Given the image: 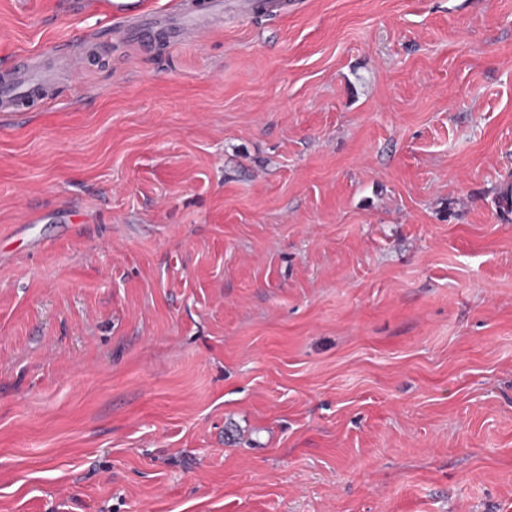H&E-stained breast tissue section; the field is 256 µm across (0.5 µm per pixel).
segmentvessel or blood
Wrapping results in <instances>:
<instances>
[{"mask_svg": "<svg viewBox=\"0 0 512 512\" xmlns=\"http://www.w3.org/2000/svg\"><path fill=\"white\" fill-rule=\"evenodd\" d=\"M230 7L258 10L273 18L280 10V0H177L174 9L166 12L145 9L133 0H118L113 18L115 23L126 26L128 35L141 41L158 37L184 40L201 35L209 19ZM62 53L75 71L83 68L88 59L87 47L78 37L65 43ZM50 86L48 73L15 62L8 68L6 79L0 81V114L8 116L52 103Z\"/></svg>", "mask_w": 512, "mask_h": 512, "instance_id": "obj_1", "label": "vessel or blood"}]
</instances>
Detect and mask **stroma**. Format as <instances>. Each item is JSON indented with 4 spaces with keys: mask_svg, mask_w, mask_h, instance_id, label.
Segmentation results:
<instances>
[{
    "mask_svg": "<svg viewBox=\"0 0 512 512\" xmlns=\"http://www.w3.org/2000/svg\"><path fill=\"white\" fill-rule=\"evenodd\" d=\"M23 54L0 512H512V0H0ZM179 0L175 8L166 12L148 10L135 3L119 0L114 4V24L127 26V33L137 40L151 41L157 37L184 40L197 37L204 31L205 23L218 17L224 9L240 7L259 10L276 18L281 0ZM63 58L68 62L69 68L75 72L86 65L88 59V50L81 38H72L62 45ZM50 86L47 72H36L21 61L15 62L7 69V79L1 81L0 113L8 116L52 103Z\"/></svg>",
    "mask_w": 512,
    "mask_h": 512,
    "instance_id": "stroma-1",
    "label": "stroma"
}]
</instances>
